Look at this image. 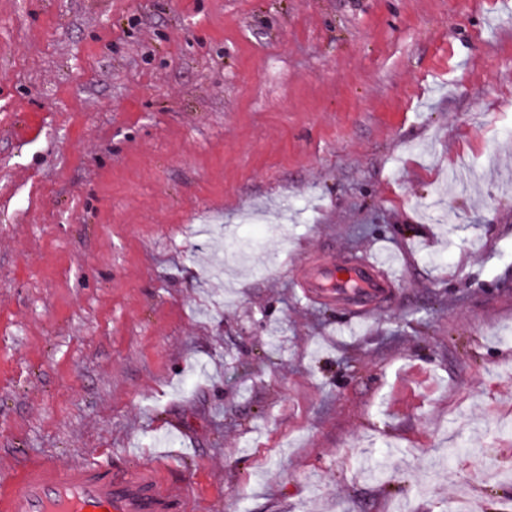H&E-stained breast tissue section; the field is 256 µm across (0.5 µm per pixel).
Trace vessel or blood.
<instances>
[{"instance_id":"vessel-or-blood-1","label":"vessel or blood","mask_w":512,"mask_h":512,"mask_svg":"<svg viewBox=\"0 0 512 512\" xmlns=\"http://www.w3.org/2000/svg\"><path fill=\"white\" fill-rule=\"evenodd\" d=\"M298 285L310 300L369 318L393 306L399 281L376 256L366 254L314 258L299 270ZM0 512H189V500L186 489L169 482L159 466L121 469L103 457L62 469L41 460L0 487Z\"/></svg>"}]
</instances>
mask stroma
Masks as SVG:
<instances>
[{
  "mask_svg": "<svg viewBox=\"0 0 512 512\" xmlns=\"http://www.w3.org/2000/svg\"><path fill=\"white\" fill-rule=\"evenodd\" d=\"M399 255L356 324L292 274ZM512 0H0V478L190 512H512ZM1 512H188L186 489L161 466L121 469L109 457L69 469L50 460L26 465L0 492Z\"/></svg>",
  "mask_w": 512,
  "mask_h": 512,
  "instance_id": "35a3bbf8",
  "label": "stroma"
}]
</instances>
